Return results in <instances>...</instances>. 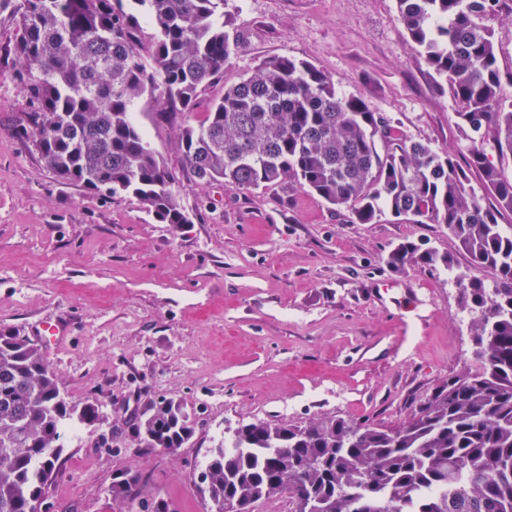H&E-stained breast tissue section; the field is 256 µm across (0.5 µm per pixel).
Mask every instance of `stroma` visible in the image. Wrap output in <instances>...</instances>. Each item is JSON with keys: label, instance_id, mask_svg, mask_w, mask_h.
<instances>
[{"label": "stroma", "instance_id": "1", "mask_svg": "<svg viewBox=\"0 0 512 512\" xmlns=\"http://www.w3.org/2000/svg\"><path fill=\"white\" fill-rule=\"evenodd\" d=\"M237 40L222 81L201 88L192 123L226 85L263 59L311 61L345 96L366 100L412 138L464 159L456 104L409 39L396 0H227ZM0 59V329L40 335L60 387L98 404L120 431L110 452L99 427L72 436L44 512H127L106 493L112 475L140 476L143 494L173 512H207L197 465L226 429L250 422L339 416L394 427L448 376L470 366V319L447 272L390 267L406 241L469 258L443 224L382 213L355 224L306 190L242 192L187 172L177 125L153 98L136 121L192 218L174 227L132 195L111 199L58 179L15 128L29 104ZM157 396L194 425L175 451L138 448L135 408ZM103 425V426H104Z\"/></svg>", "mask_w": 512, "mask_h": 512}]
</instances>
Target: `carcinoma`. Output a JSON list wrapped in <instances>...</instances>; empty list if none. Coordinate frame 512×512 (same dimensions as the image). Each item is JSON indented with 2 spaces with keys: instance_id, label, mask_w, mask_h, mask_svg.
I'll return each instance as SVG.
<instances>
[{
  "instance_id": "obj_1",
  "label": "carcinoma",
  "mask_w": 512,
  "mask_h": 512,
  "mask_svg": "<svg viewBox=\"0 0 512 512\" xmlns=\"http://www.w3.org/2000/svg\"><path fill=\"white\" fill-rule=\"evenodd\" d=\"M227 0H18L9 53L32 107L19 134L32 137L57 177L106 197L132 194L159 223H191L133 108L153 97L159 115L186 117L179 143L192 176L240 190L288 183L346 208L359 224L387 209L444 224L493 283L454 273L451 259L406 242L387 258L456 276L473 315L475 367L436 385L397 427L341 417L303 424H242L198 466L211 512H238L283 493L294 512H512V101L487 21L512 18V0H397L398 17L456 103L470 141L465 165L392 126L365 100L336 91L315 64L266 59L224 87L205 119L188 120L197 91L224 78L236 48ZM476 172L491 203L471 186ZM102 420L92 401L73 404L42 347L0 331V512H39L69 430ZM143 448L172 451L194 427L181 403L146 401L130 419ZM109 496L139 512H171L118 472Z\"/></svg>"
}]
</instances>
